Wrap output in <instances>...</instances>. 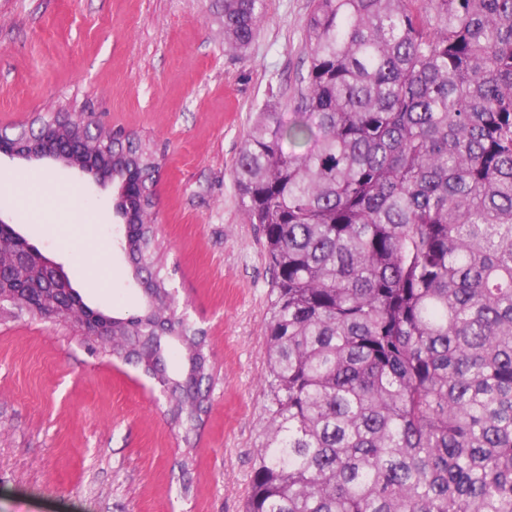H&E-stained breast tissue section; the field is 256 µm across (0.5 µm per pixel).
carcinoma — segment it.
<instances>
[{"instance_id":"carcinoma-1","label":"carcinoma","mask_w":512,"mask_h":512,"mask_svg":"<svg viewBox=\"0 0 512 512\" xmlns=\"http://www.w3.org/2000/svg\"><path fill=\"white\" fill-rule=\"evenodd\" d=\"M265 0H224L251 45ZM293 111L258 112L233 174L274 272L273 392L245 512H512V0H313ZM110 140L142 309L112 353L195 430L205 339L156 263V157Z\"/></svg>"}]
</instances>
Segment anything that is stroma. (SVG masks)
<instances>
[{
  "label": "stroma",
  "mask_w": 512,
  "mask_h": 512,
  "mask_svg": "<svg viewBox=\"0 0 512 512\" xmlns=\"http://www.w3.org/2000/svg\"><path fill=\"white\" fill-rule=\"evenodd\" d=\"M311 0H265L246 53L223 0H0V132L60 112L150 145L158 244L214 384L183 474L159 385L73 321L0 314V512H244L273 395L264 382L273 272L233 166L253 113L292 109ZM0 157V219L59 264L91 308L137 313L111 189Z\"/></svg>",
  "instance_id": "35a3bbf8"
}]
</instances>
